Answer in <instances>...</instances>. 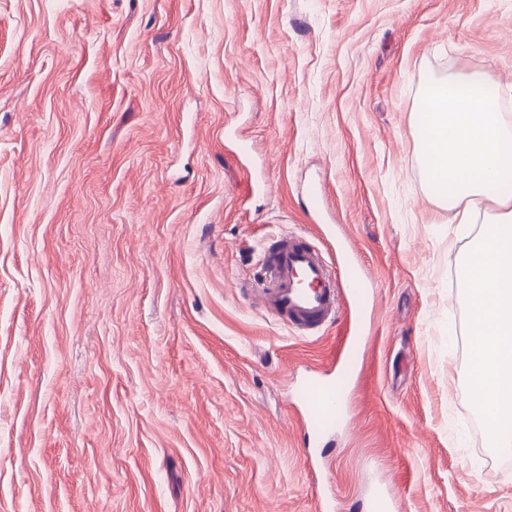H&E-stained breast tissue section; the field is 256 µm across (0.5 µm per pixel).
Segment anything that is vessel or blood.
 Returning <instances> with one entry per match:
<instances>
[{
  "mask_svg": "<svg viewBox=\"0 0 512 512\" xmlns=\"http://www.w3.org/2000/svg\"><path fill=\"white\" fill-rule=\"evenodd\" d=\"M262 269L260 279L246 286L245 294L301 336L316 335L331 324L340 311V288L357 292L366 279L361 267L328 263L301 233L277 238L263 254ZM301 404L319 434L335 426L343 412L335 383L315 376L304 380Z\"/></svg>",
  "mask_w": 512,
  "mask_h": 512,
  "instance_id": "obj_1",
  "label": "vessel or blood"
}]
</instances>
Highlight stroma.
<instances>
[{
  "instance_id": "1",
  "label": "stroma",
  "mask_w": 512,
  "mask_h": 512,
  "mask_svg": "<svg viewBox=\"0 0 512 512\" xmlns=\"http://www.w3.org/2000/svg\"><path fill=\"white\" fill-rule=\"evenodd\" d=\"M453 73L512 107V0H0V512H317L311 371L334 512H512L456 274L497 207L448 223L413 135ZM289 232L350 241L365 331L243 294ZM301 404L306 417L318 425L313 440H308L306 453L310 458L318 455L323 458L319 450L322 448L319 447V435L336 426V419L343 413L342 396L338 394L335 383L309 376L303 381Z\"/></svg>"
}]
</instances>
